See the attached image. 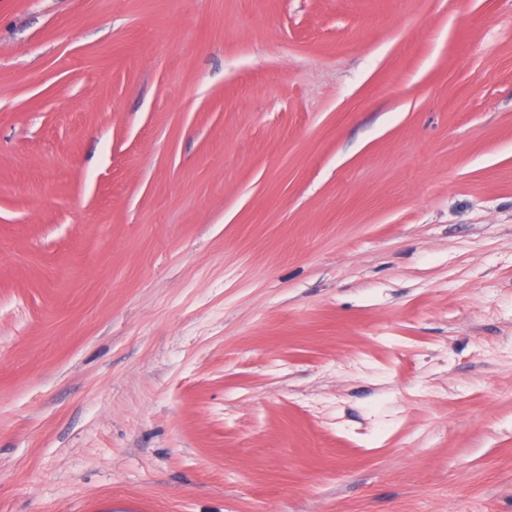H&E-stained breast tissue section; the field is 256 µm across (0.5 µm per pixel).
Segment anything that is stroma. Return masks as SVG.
<instances>
[{
    "label": "stroma",
    "mask_w": 512,
    "mask_h": 512,
    "mask_svg": "<svg viewBox=\"0 0 512 512\" xmlns=\"http://www.w3.org/2000/svg\"><path fill=\"white\" fill-rule=\"evenodd\" d=\"M0 512H512V0H0Z\"/></svg>",
    "instance_id": "stroma-1"
}]
</instances>
